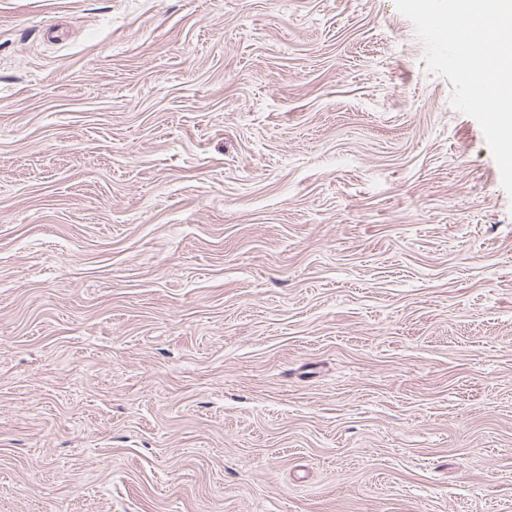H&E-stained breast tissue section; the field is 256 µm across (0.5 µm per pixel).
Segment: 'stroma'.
<instances>
[{
    "label": "stroma",
    "mask_w": 512,
    "mask_h": 512,
    "mask_svg": "<svg viewBox=\"0 0 512 512\" xmlns=\"http://www.w3.org/2000/svg\"><path fill=\"white\" fill-rule=\"evenodd\" d=\"M394 0H0V512H512V197Z\"/></svg>",
    "instance_id": "stroma-1"
}]
</instances>
